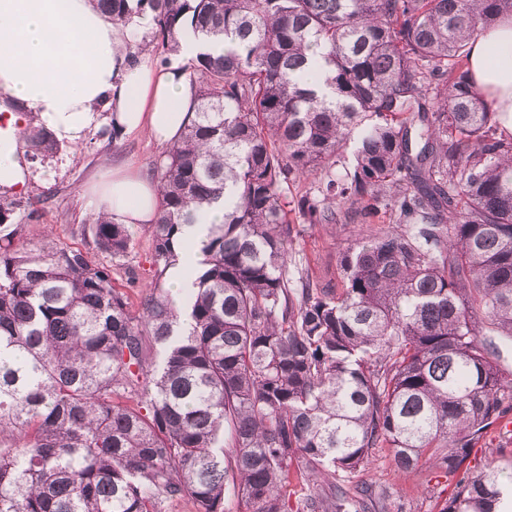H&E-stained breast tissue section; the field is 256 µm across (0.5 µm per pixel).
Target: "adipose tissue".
<instances>
[{
  "label": "adipose tissue",
  "mask_w": 512,
  "mask_h": 512,
  "mask_svg": "<svg viewBox=\"0 0 512 512\" xmlns=\"http://www.w3.org/2000/svg\"><path fill=\"white\" fill-rule=\"evenodd\" d=\"M150 15L112 23L92 0H0V99L31 112L61 143L79 145L99 112H110L126 134L157 143L177 140L193 116L196 86L188 64L219 47L188 32L173 58L132 54V28ZM475 86L493 104L499 126L512 134V16L469 44ZM30 161L13 135L0 133V186L22 181ZM99 212L120 224L154 223L156 182L128 167L105 169L91 186Z\"/></svg>",
  "instance_id": "obj_1"
}]
</instances>
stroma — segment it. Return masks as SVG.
<instances>
[{
  "label": "stroma",
  "instance_id": "obj_1",
  "mask_svg": "<svg viewBox=\"0 0 512 512\" xmlns=\"http://www.w3.org/2000/svg\"><path fill=\"white\" fill-rule=\"evenodd\" d=\"M108 113H100L97 125L86 135L81 148L60 146L56 155L37 160L22 188L7 190L10 199H20L26 209L36 211V220L24 222L21 235L30 242H45L91 250L90 222L95 205L88 188L102 168L129 166L153 175V164L165 151L164 145L147 135L123 134L111 138ZM369 225L356 221L341 225L304 226L293 245L296 263L309 269L321 282L340 280L337 260L342 249ZM112 283L139 300L140 288L153 276L152 238L146 227L133 230V242L126 257L113 260ZM501 469L504 485H512V411L495 423L476 445L471 469L487 463ZM459 474L443 473L420 465L409 476H400L389 449H372L366 471L356 473L355 483L380 490L370 512H439V506L457 490Z\"/></svg>",
  "mask_w": 512,
  "mask_h": 512
}]
</instances>
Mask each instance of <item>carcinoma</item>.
Here are the masks:
<instances>
[{"label": "carcinoma", "mask_w": 512, "mask_h": 512, "mask_svg": "<svg viewBox=\"0 0 512 512\" xmlns=\"http://www.w3.org/2000/svg\"><path fill=\"white\" fill-rule=\"evenodd\" d=\"M152 15V52L191 27L224 51L189 64L194 116L156 164L154 275L138 306L81 249L19 237L0 199V512H365L346 482L373 448L397 473L457 472L512 411L489 333L512 340V134L468 71L512 0H95ZM321 61L331 94L297 75ZM353 168H332L353 133ZM21 136L33 154L57 142ZM319 179L291 201L290 185ZM224 201L165 288L182 229ZM387 226L347 245L340 283L289 273L301 224ZM114 258L129 224L93 218ZM499 471H464L439 512H498ZM186 258L182 253H180L177 257L175 264L172 265L168 271L166 276V283L170 287V293L172 297L176 301H180V296L177 295L176 292L172 288H180L182 295L185 293L187 288H193L191 283L186 279L183 275V266Z\"/></svg>", "instance_id": "cac0c4a2"}]
</instances>
